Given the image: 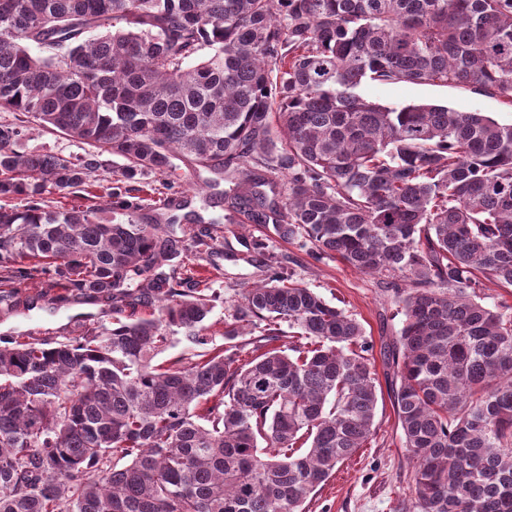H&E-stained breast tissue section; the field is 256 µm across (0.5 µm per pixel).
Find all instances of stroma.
Returning a JSON list of instances; mask_svg holds the SVG:
<instances>
[{
  "label": "stroma",
  "instance_id": "stroma-1",
  "mask_svg": "<svg viewBox=\"0 0 512 512\" xmlns=\"http://www.w3.org/2000/svg\"><path fill=\"white\" fill-rule=\"evenodd\" d=\"M358 92L364 98L385 106L438 104L459 111H480L502 123L512 122V108L496 99L472 93L464 87L439 85L382 84L363 82ZM19 151L51 150L63 156H81L88 148L69 137L29 124ZM101 165L93 173L88 194L51 191L45 194L48 205L68 207L90 203L105 209L114 221H125V203H140L139 187L162 188L168 207L140 203L134 216L140 224H164L174 221L176 228L188 231L208 230L213 238V254L186 250L178 264L195 269L203 287L215 294V306L208 323L214 347L224 345V319L231 313L242 291L262 283L269 267H277L292 282L312 289L325 301L352 315L362 326L370 345L368 356L374 364L378 404L373 434L364 448L339 464L330 478L303 505V512H407L414 496L415 462L402 445V431L391 397L392 382L386 377L383 351L399 336L403 326L402 289L393 287L380 275L362 273L339 256L317 253L303 238L283 239L274 219L256 222L238 214L235 223L224 219V200L219 189L204 183L205 171L182 161L172 183L162 176L147 173L134 180L133 190L112 198L108 188L122 184V158L102 155ZM14 309L0 316V336L20 340L53 343L82 335L87 329L111 324L112 305L79 294L60 302L42 294L38 282H17Z\"/></svg>",
  "mask_w": 512,
  "mask_h": 512
}]
</instances>
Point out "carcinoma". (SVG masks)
Returning <instances> with one entry per match:
<instances>
[{"instance_id":"carcinoma-1","label":"carcinoma","mask_w":512,"mask_h":512,"mask_svg":"<svg viewBox=\"0 0 512 512\" xmlns=\"http://www.w3.org/2000/svg\"><path fill=\"white\" fill-rule=\"evenodd\" d=\"M366 80L512 107V0H0V112L93 149L20 152L23 126L0 122V199L25 202L0 207V309L36 280L117 314L53 346L0 340V512H302L373 433L362 326L277 270L234 305L228 347L153 364L176 334L209 343L214 296L164 270L176 229L44 204L105 153L127 181L179 159L209 187L251 162L265 175L224 192L229 212L408 283L384 357L411 508L512 512V319L470 296L512 286V123L379 105ZM280 174L281 211L263 191ZM282 322L300 341L280 343ZM260 324L242 363L235 340Z\"/></svg>"}]
</instances>
